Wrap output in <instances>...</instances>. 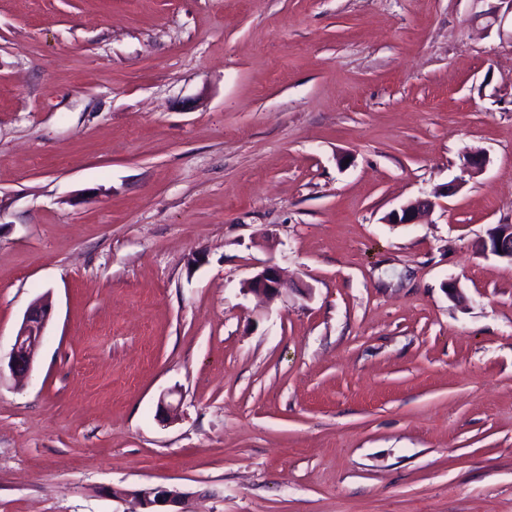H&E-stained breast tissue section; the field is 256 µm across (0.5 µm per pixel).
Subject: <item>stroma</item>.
Listing matches in <instances>:
<instances>
[{"mask_svg": "<svg viewBox=\"0 0 512 512\" xmlns=\"http://www.w3.org/2000/svg\"><path fill=\"white\" fill-rule=\"evenodd\" d=\"M492 7L0 0L1 359L53 303L29 378L0 369V512H127L107 487L147 484L190 512H512ZM264 262L291 282L270 303L243 291ZM434 202L429 197H418L403 205L399 211H392L387 217L391 224H415L421 213L430 210ZM484 252L510 258L512 261V225L499 224L489 233L488 241L484 243Z\"/></svg>", "mask_w": 512, "mask_h": 512, "instance_id": "1", "label": "stroma"}]
</instances>
